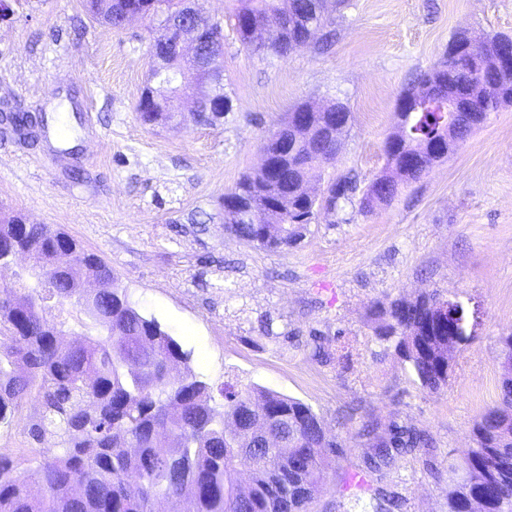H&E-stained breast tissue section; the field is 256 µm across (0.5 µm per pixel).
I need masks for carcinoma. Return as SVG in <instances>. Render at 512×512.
<instances>
[{
    "instance_id": "1",
    "label": "carcinoma",
    "mask_w": 512,
    "mask_h": 512,
    "mask_svg": "<svg viewBox=\"0 0 512 512\" xmlns=\"http://www.w3.org/2000/svg\"><path fill=\"white\" fill-rule=\"evenodd\" d=\"M91 15L109 29L124 26L138 10L153 19L184 14L185 0H87ZM327 0H237L235 30L242 45L264 54L285 56L308 36L309 25L328 27ZM205 69L169 47L161 67L149 69L135 111L151 126L174 117L173 100L184 103L183 122L215 126L231 111L224 90L221 24L201 19ZM512 38L494 35L468 38L472 51L458 60L443 59L417 79L437 76L462 91L469 111L450 112L443 102L422 103L407 113L398 142L385 143L391 173L375 180L359 201L360 211L390 203L399 186L420 179L455 148L448 127L464 141L472 133L470 112L498 111L495 100L475 98L483 83L476 64L494 47ZM351 117L343 102L323 110L307 104L288 113L266 139L281 134L288 150L275 151L274 172L242 179L224 192L219 206L225 228L237 238L265 249L300 241L315 212L334 210L357 190L350 176L330 181L322 197L309 191L312 174L336 158L345 128L335 124ZM44 117L12 112L7 125L16 131ZM420 164L396 171L407 156ZM273 206L278 218L248 224L240 215ZM20 244L30 247L37 265L30 287L18 275L0 285V424L34 398L43 406L30 429L35 441L50 433L60 451L45 457L33 484L15 472L12 459L0 453V512H155L158 501L179 494L186 512H310L328 490V474L340 444L329 438L320 415L308 404L255 386L225 384L219 389L194 375H175L187 360L177 340L136 308L112 270L96 254L82 252L76 241L51 224H25L17 215L0 214V251ZM84 280L105 281L108 292L82 295ZM59 314L85 315L98 328L76 344L62 341L65 320L47 318L48 302ZM439 298L421 294L408 301L376 302L375 334L383 352L396 356L422 388L447 389L452 363L448 340L453 330L433 307ZM501 397L471 430L473 446L448 466L445 488L448 512H464L470 498L489 493L490 512H512V335L500 340ZM371 441L364 477L381 472L393 453L428 446L424 436L394 427L379 434L365 428ZM249 441L253 451L238 448ZM248 473L247 490L240 476Z\"/></svg>"
}]
</instances>
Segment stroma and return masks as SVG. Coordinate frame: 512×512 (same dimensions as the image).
<instances>
[{
  "mask_svg": "<svg viewBox=\"0 0 512 512\" xmlns=\"http://www.w3.org/2000/svg\"><path fill=\"white\" fill-rule=\"evenodd\" d=\"M224 29L223 124L143 125L135 105L155 28L92 20L84 0H17L0 20V112H40L33 140L0 129V203L29 224L60 226L111 267L140 311L171 333L191 373L256 385L318 413L341 445L312 512H361L348 477L363 429L426 435L430 452L395 456L378 485L393 512H448L442 474L499 400L500 337L512 334V105L491 113L447 160L371 213L321 211L296 246L268 251L229 235L217 202L262 164L261 146L296 105L347 103L341 148L314 185L350 173L359 191L386 167L400 93L446 54L458 31L512 36V0H345L336 38L288 57L246 50L232 0H200ZM205 223H195L198 213ZM437 292L468 310L444 392L422 389L383 354L370 307ZM28 400L0 429V453L36 475L57 440L34 443Z\"/></svg>",
  "mask_w": 512,
  "mask_h": 512,
  "instance_id": "1",
  "label": "stroma"
}]
</instances>
